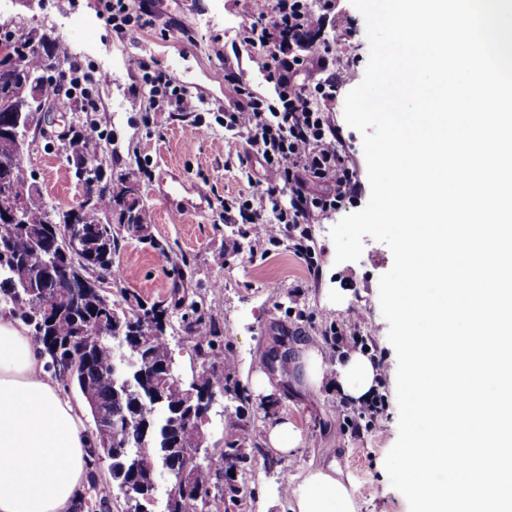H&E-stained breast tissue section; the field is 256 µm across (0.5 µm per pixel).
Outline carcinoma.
<instances>
[{"instance_id": "1", "label": "carcinoma", "mask_w": 512, "mask_h": 512, "mask_svg": "<svg viewBox=\"0 0 512 512\" xmlns=\"http://www.w3.org/2000/svg\"><path fill=\"white\" fill-rule=\"evenodd\" d=\"M32 38L39 49H28L24 44L14 49L23 62L21 69H15L9 59L0 57V101L10 102L12 110L9 114L21 120L22 132L39 124L36 110L50 105L45 94V83L49 74L57 72L63 63L60 40L52 33H37ZM18 149L16 138L10 131L1 129L0 159L11 158ZM78 223L95 231L86 241L82 252L68 255L69 263L76 269L72 292L88 293L84 311L78 318L49 321L40 304L41 291L47 285L36 282L28 290L12 282V263L30 255L35 249L37 235L55 237L63 231L62 223H50L49 211L41 202L34 203L28 210L25 223L9 227L0 234V304L28 326L45 323L47 331L40 340V351L47 359V368L63 375L67 386L76 388L81 395L94 397V401L87 402V407L93 420L92 433L98 441L95 456L112 452L109 456L111 469L118 470L119 480L133 484L136 480L134 471L142 461V452L138 432L128 426L127 421L136 419L141 423H153L150 457L153 463L164 455L173 431L181 447H197L198 435L195 431L182 428L174 430L175 413L185 399L184 390L170 385L164 391V402L156 404L152 396L154 382L133 378L117 396L113 394L110 382L96 377L98 373L111 371L112 364L118 361V349L112 337H93L94 345L88 352L68 344V338L76 328L89 327L96 332L104 326L111 327L116 312L122 315L127 311L135 316L145 309L153 311L163 307L160 302L148 306L137 296L125 294L122 295L123 301H114L108 306L102 303L88 284L96 270L114 267L121 239H135L162 254L165 253V245L150 233L140 196L133 193L119 203L112 197V183L109 181L104 182L93 201L82 208ZM189 333L194 336L206 362L224 364V348L216 342L217 331L212 324L198 319ZM125 348H138L156 363L172 360L168 340L155 332L135 334L127 339ZM211 483L212 474L208 468H195L191 477V491L181 496L183 506L199 501L202 504L200 512H212Z\"/></svg>"}]
</instances>
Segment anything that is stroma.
<instances>
[{
    "label": "stroma",
    "mask_w": 512,
    "mask_h": 512,
    "mask_svg": "<svg viewBox=\"0 0 512 512\" xmlns=\"http://www.w3.org/2000/svg\"><path fill=\"white\" fill-rule=\"evenodd\" d=\"M156 21L138 44L119 40L101 25L103 0H12L10 20L28 29L47 28L94 76L105 81L91 87L97 110L94 121L104 132L97 158L112 181L131 179L140 187L141 203L152 234L165 253L134 240L121 241L115 257L119 267L132 270L116 288L148 302L164 303L167 328L179 375L200 371L203 359L188 333L196 319L214 323L218 342L233 360L218 377L216 403L203 428L199 454L203 465L221 464L225 448L240 449L244 460L232 476L213 488L223 497L221 512H289L280 492L284 478H294L324 458H337L353 477L359 512H409L405 497L390 483L384 459L398 437L396 353L388 341V323L379 303L378 281L393 263L390 249L364 237L358 261L336 263L331 228L344 216L363 208L370 195L362 135L344 120L345 92L322 103L328 121L339 127V148L354 169L358 183L355 203L308 227L304 250L293 241L268 252L258 251L240 224L225 223L223 199L252 194L257 165L242 168L239 159L248 145L245 136L225 134L220 126L196 129L191 115L175 114L163 125L149 122V92L138 67L140 59L153 61L179 86L218 108L234 96L224 79L225 63H232L238 83L258 95L274 98L272 84L253 67L255 52L244 36L254 16L251 0H154ZM335 7L306 37L309 49H331L336 69L349 71L351 86L365 74L369 55L366 24L350 0H334ZM184 29L189 39H177ZM85 113L74 104L58 106L47 134L29 135L25 165L43 202L57 212L77 203L81 193L64 157L67 132L82 124ZM180 176L188 187L209 182L213 191L199 210L171 221L168 203L159 193L166 172ZM315 260L317 277H310L308 260ZM366 324L361 334L380 369L377 392L384 405L376 427L352 429L358 414L335 387L308 390L297 367L274 368L270 354L280 344L298 339L327 342V360H334L329 333L353 314ZM266 373L270 395L255 394L250 377ZM288 418L303 431L306 442L293 455L275 452L267 429Z\"/></svg>",
    "instance_id": "1"
}]
</instances>
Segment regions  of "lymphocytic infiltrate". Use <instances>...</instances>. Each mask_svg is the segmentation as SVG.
I'll return each instance as SVG.
<instances>
[{"label":"lymphocytic infiltrate","mask_w":512,"mask_h":512,"mask_svg":"<svg viewBox=\"0 0 512 512\" xmlns=\"http://www.w3.org/2000/svg\"><path fill=\"white\" fill-rule=\"evenodd\" d=\"M331 6L332 0H278L277 19L269 27L264 23L267 0H254L255 21L246 40L264 47L253 62L273 84L275 100L237 85L232 69L224 71L235 97L231 106L214 110V121L225 132L246 135L249 155L262 168L255 194L225 202L224 221L248 225L261 245L275 246L282 238L306 235L308 224L336 210L356 192L354 171L338 148L341 132L328 123L318 107L319 101L335 98L348 74L331 70L329 52L297 53L291 49L318 25L321 13ZM150 15L146 8L132 14L126 0H105L101 12L103 22L130 43L138 41ZM275 41L279 50H270V43ZM139 68L156 123L165 122L175 112L188 115L202 111V101L175 85L164 71L144 60ZM309 71L321 75L312 86L299 80L301 73ZM320 183L325 184V192L311 193L310 185Z\"/></svg>","instance_id":"1"}]
</instances>
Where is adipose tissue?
Returning <instances> with one entry per match:
<instances>
[{"label": "adipose tissue", "mask_w": 512, "mask_h": 512, "mask_svg": "<svg viewBox=\"0 0 512 512\" xmlns=\"http://www.w3.org/2000/svg\"><path fill=\"white\" fill-rule=\"evenodd\" d=\"M303 380L312 391L335 384L354 402L368 398L376 368L351 351L327 365L315 342L299 343ZM95 439L49 373L27 329L0 312V512H75L87 483ZM353 480L336 460L287 484L291 512H359Z\"/></svg>", "instance_id": "ef3b65f1"}]
</instances>
